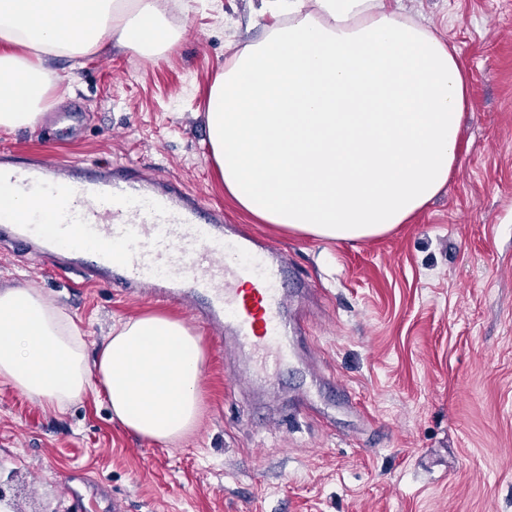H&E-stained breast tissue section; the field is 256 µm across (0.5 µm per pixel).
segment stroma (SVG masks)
<instances>
[{"label":"stroma","instance_id":"stroma-1","mask_svg":"<svg viewBox=\"0 0 512 512\" xmlns=\"http://www.w3.org/2000/svg\"><path fill=\"white\" fill-rule=\"evenodd\" d=\"M160 3L185 27L170 51L50 60L52 107L0 131V153L133 167L223 209L286 253L291 284L310 282L300 357L273 386L248 381L186 302L87 284L1 236L0 289L37 288L81 329L88 358L146 314L186 322L205 350L201 420L174 444L129 433L103 397L56 411L0 381V464L17 474L22 512H111L116 499L125 512H512V0H408L470 69L463 149L411 223L353 243L256 222L213 165L207 92L263 37L258 0Z\"/></svg>","mask_w":512,"mask_h":512}]
</instances>
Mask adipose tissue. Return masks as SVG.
I'll return each instance as SVG.
<instances>
[{"mask_svg":"<svg viewBox=\"0 0 512 512\" xmlns=\"http://www.w3.org/2000/svg\"><path fill=\"white\" fill-rule=\"evenodd\" d=\"M272 22L209 88L208 141L226 194L262 224L333 241L410 223L447 187L468 110L458 48L402 0H261ZM182 36L158 0H0V130L34 125L50 59L121 48L154 58ZM201 339L144 315L88 360L82 331L33 288L0 290V380L64 410L104 392L112 418L175 442L200 405Z\"/></svg>","mask_w":512,"mask_h":512,"instance_id":"adipose-tissue-1","label":"adipose tissue"}]
</instances>
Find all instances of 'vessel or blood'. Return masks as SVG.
<instances>
[{
	"label": "vessel or blood",
	"mask_w": 512,
	"mask_h": 512,
	"mask_svg": "<svg viewBox=\"0 0 512 512\" xmlns=\"http://www.w3.org/2000/svg\"><path fill=\"white\" fill-rule=\"evenodd\" d=\"M0 184L56 199L51 216L31 212L13 228L15 244L43 264L79 266L97 281L168 283L192 316L230 331L249 373L296 358L287 259L256 238L228 237L222 212L129 169L5 164Z\"/></svg>",
	"instance_id": "obj_1"
}]
</instances>
